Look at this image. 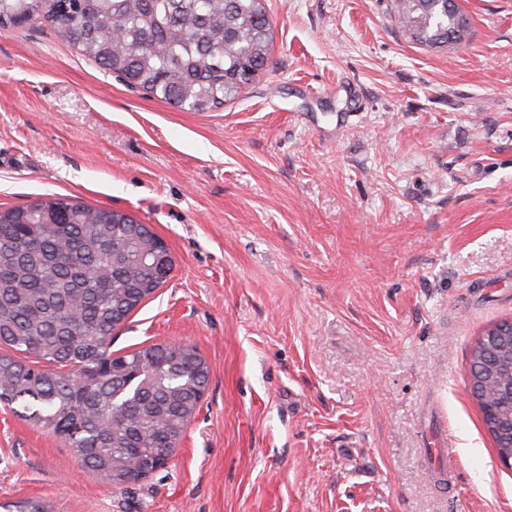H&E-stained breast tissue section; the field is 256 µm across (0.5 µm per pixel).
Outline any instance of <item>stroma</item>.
I'll return each instance as SVG.
<instances>
[{"label":"stroma","mask_w":512,"mask_h":512,"mask_svg":"<svg viewBox=\"0 0 512 512\" xmlns=\"http://www.w3.org/2000/svg\"><path fill=\"white\" fill-rule=\"evenodd\" d=\"M268 6L266 70L208 112L0 29V207L149 225L174 269L112 349L210 370L171 462L120 489L0 405V512H512L467 385L512 319V0H463L439 48L391 0Z\"/></svg>","instance_id":"stroma-1"}]
</instances>
